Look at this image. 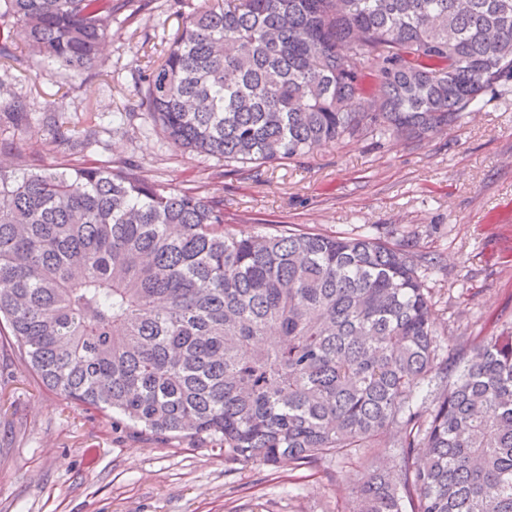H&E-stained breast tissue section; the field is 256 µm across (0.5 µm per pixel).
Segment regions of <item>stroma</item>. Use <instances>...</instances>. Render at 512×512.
<instances>
[{
  "label": "stroma",
  "mask_w": 512,
  "mask_h": 512,
  "mask_svg": "<svg viewBox=\"0 0 512 512\" xmlns=\"http://www.w3.org/2000/svg\"><path fill=\"white\" fill-rule=\"evenodd\" d=\"M203 0H152L112 19L101 74L85 82L54 64L0 65L25 101L27 127L0 114V142L26 168L64 154L45 111L100 116V143L78 154L98 166L139 164L156 182L224 200V221L248 233L290 225L331 235L413 237L437 261L425 271L440 337L512 327V96L485 98L447 131L419 141L369 135L287 162L253 181L216 177L215 159L157 132L135 92L147 56L166 49ZM358 464L315 468L232 463L211 444L157 442L128 421L65 402L18 357L0 353V512H343Z\"/></svg>",
  "instance_id": "stroma-1"
}]
</instances>
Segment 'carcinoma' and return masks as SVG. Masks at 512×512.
I'll return each instance as SVG.
<instances>
[{
    "instance_id": "carcinoma-1",
    "label": "carcinoma",
    "mask_w": 512,
    "mask_h": 512,
    "mask_svg": "<svg viewBox=\"0 0 512 512\" xmlns=\"http://www.w3.org/2000/svg\"><path fill=\"white\" fill-rule=\"evenodd\" d=\"M135 1L0 0V59L21 44L92 78ZM137 81L168 140L255 174L356 134L420 140L512 95V0H205ZM50 112L66 155L97 142V113ZM415 246L235 232L224 200L137 164L0 163V349L229 461L365 449L348 512H512V328L443 347Z\"/></svg>"
}]
</instances>
